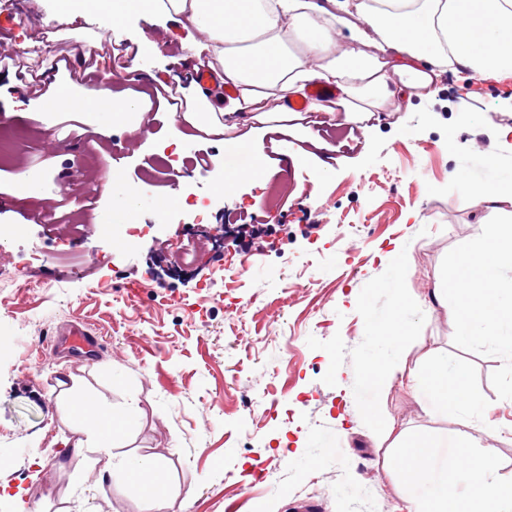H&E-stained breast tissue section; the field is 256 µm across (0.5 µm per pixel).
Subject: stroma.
I'll return each instance as SVG.
<instances>
[{"label": "stroma", "mask_w": 512, "mask_h": 512, "mask_svg": "<svg viewBox=\"0 0 512 512\" xmlns=\"http://www.w3.org/2000/svg\"><path fill=\"white\" fill-rule=\"evenodd\" d=\"M0 30V128L25 132L11 167L0 168V225L19 240L0 245V512H291L308 500L319 512H397L398 470L383 422L415 436L451 435L452 416L426 415L407 385L384 402L367 384V403L349 395L364 354L366 315L389 320L398 336H421L418 357L437 349L466 370L475 397L495 404V432L475 427L476 445L493 449L512 471V378L487 344L459 345L444 309L405 325L391 307L395 272L421 297L437 270L452 267L485 211L473 208L456 175L475 153L512 168V77L499 82L438 79L423 98L400 94V107L353 127H333L312 112L239 127L257 172L236 178L239 160L217 136L185 147L164 87L151 72L194 87L193 59L181 49L117 69L126 42L87 22L53 19L57 0H17ZM90 89L84 104L55 103L58 87ZM136 96L141 129L114 121L98 93ZM73 130L77 141L44 140L43 125ZM224 164L180 176L209 155ZM150 184L153 203L131 213L147 225L132 251L112 239L99 213L113 202L107 175ZM210 198L209 221L239 224L248 210L264 232L243 271L225 270L213 245L189 236L188 193ZM94 207H79L84 197ZM164 223H157L160 210ZM414 247L404 270L400 246ZM38 252L31 270L18 251ZM78 323L99 336L89 355L51 351ZM75 386H67L69 375ZM111 412V447L73 456L57 437L75 419L72 392ZM166 458L164 502L129 484L132 457ZM112 475L99 484L102 459Z\"/></svg>", "instance_id": "1"}]
</instances>
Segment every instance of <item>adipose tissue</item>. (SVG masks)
<instances>
[{
	"mask_svg": "<svg viewBox=\"0 0 512 512\" xmlns=\"http://www.w3.org/2000/svg\"><path fill=\"white\" fill-rule=\"evenodd\" d=\"M127 17L149 26L178 22L180 42L206 62L232 95L208 97L181 91L183 122L208 135L224 136L228 153L246 149L235 132L240 123H265L268 100L288 101L313 84L336 87V101L310 108L347 123L382 111L399 88L429 98L442 68L458 65L482 80L512 76V0H131ZM347 31L354 49L341 50L336 37ZM459 184L475 190V207L507 215L512 180L488 184L484 169L463 171ZM471 276L469 288L449 294L448 280ZM433 299L459 325L460 344L482 339L512 365V224L478 225L471 248L450 269L434 275ZM358 381L388 388L408 379L420 405L453 414L464 425L489 423L488 403L472 396L462 365L437 353L427 364L412 358L413 343L395 336L389 322L373 321ZM81 419L76 437L63 447L81 451L86 435L111 437L110 413L72 401ZM400 469L412 486L406 512H512V478L500 472L493 449L474 450L466 435L408 440L386 424ZM452 448L460 464L439 472L433 453Z\"/></svg>",
	"mask_w": 512,
	"mask_h": 512,
	"instance_id": "1",
	"label": "adipose tissue"
}]
</instances>
